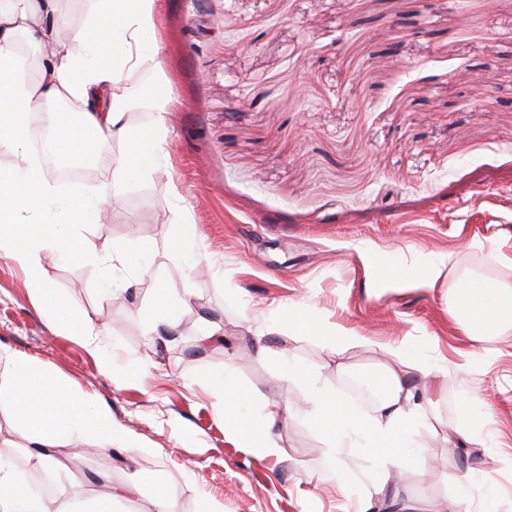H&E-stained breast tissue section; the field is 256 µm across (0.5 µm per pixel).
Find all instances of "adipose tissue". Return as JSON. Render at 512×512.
I'll use <instances>...</instances> for the list:
<instances>
[{"instance_id":"adipose-tissue-1","label":"adipose tissue","mask_w":512,"mask_h":512,"mask_svg":"<svg viewBox=\"0 0 512 512\" xmlns=\"http://www.w3.org/2000/svg\"><path fill=\"white\" fill-rule=\"evenodd\" d=\"M61 26L58 0H21L17 6H0V142L11 144L20 163L0 172V249L7 250L25 271L37 309L53 315L60 299L46 277L45 260L57 257L81 262L97 272L100 256L85 247L80 229L97 223L102 202L97 198L62 201L39 157L26 148L29 114L42 101L67 94L81 107L77 120L55 117L57 152L84 161L110 159L112 190L120 192L133 174L149 173L165 137L168 104H158L152 125L135 128L126 119L123 80L126 74L155 62L158 54L155 31V0H96L88 30L68 34L65 52L46 59L37 83L20 75L23 60L16 50L20 35L33 43L55 41ZM122 140L125 150L113 156V140ZM454 304L465 327L476 336H494L512 327V285L496 286L467 282ZM299 333L320 336L327 348L344 356L364 345V337L319 323L306 315L291 316ZM56 326L100 356V367L111 372L112 359L102 353L98 325L80 315L57 320ZM288 376L305 385L313 417L331 435L329 460L339 469L352 437L362 446L381 476L427 458L413 450L411 430L429 422L425 406L416 401L404 375L390 373L388 389L373 417L357 419L327 394L314 377L295 367ZM22 439L33 466L45 472L64 467L57 449L80 441L88 454L119 446L127 458L142 453L140 443L130 438L112 418V412L97 405L91 396L50 373L40 362L0 345V434ZM0 512H112V500L83 490L78 483L59 487L52 497L31 496L20 473L0 461Z\"/></svg>"}]
</instances>
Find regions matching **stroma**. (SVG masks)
Returning <instances> with one entry per match:
<instances>
[{"mask_svg":"<svg viewBox=\"0 0 512 512\" xmlns=\"http://www.w3.org/2000/svg\"><path fill=\"white\" fill-rule=\"evenodd\" d=\"M157 66L130 72L127 112L151 125L142 91L174 101L156 169L113 194L111 178L59 182L61 200L97 197L100 223L81 229L98 275L46 261L74 312L104 328L130 383L38 314L20 269L0 253V343L88 392L147 447L61 449L85 483L152 477L182 512H360L376 492L371 460L329 465L328 437L303 407L283 360L318 376L357 417L373 413L344 384L410 372L382 353L405 346L439 371L437 422L415 428L429 463L394 479L421 512H457L455 476L493 479L490 512H512V330L476 341L450 313L463 278L512 283V0H156ZM395 38L393 54L380 46ZM479 96L478 111L461 104ZM195 234L201 265L186 270L174 226ZM112 285L103 296L101 283ZM190 289L178 330L150 333L143 312L159 286ZM363 336L343 357L288 316ZM221 338L199 346L203 326ZM232 366L244 418L284 405L271 431L281 451L255 455L218 416L214 376ZM467 429L457 447L449 427Z\"/></svg>","mask_w":512,"mask_h":512,"instance_id":"35a3bbf8","label":"stroma"}]
</instances>
